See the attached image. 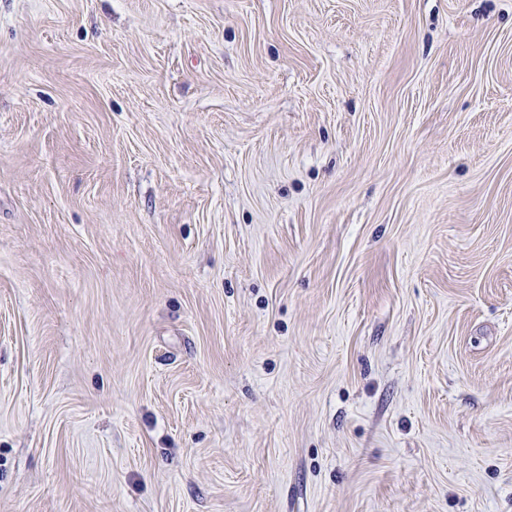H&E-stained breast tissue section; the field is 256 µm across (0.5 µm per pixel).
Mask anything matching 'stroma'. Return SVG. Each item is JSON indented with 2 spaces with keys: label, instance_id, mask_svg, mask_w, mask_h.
<instances>
[{
  "label": "stroma",
  "instance_id": "stroma-1",
  "mask_svg": "<svg viewBox=\"0 0 512 512\" xmlns=\"http://www.w3.org/2000/svg\"><path fill=\"white\" fill-rule=\"evenodd\" d=\"M0 512H512V0H0Z\"/></svg>",
  "mask_w": 512,
  "mask_h": 512
}]
</instances>
